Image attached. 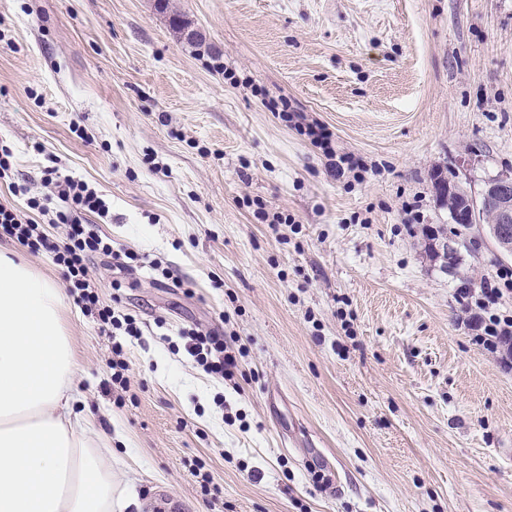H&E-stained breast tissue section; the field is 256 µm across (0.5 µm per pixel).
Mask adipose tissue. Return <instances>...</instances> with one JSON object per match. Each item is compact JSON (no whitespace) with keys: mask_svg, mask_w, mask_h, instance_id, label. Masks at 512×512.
<instances>
[{"mask_svg":"<svg viewBox=\"0 0 512 512\" xmlns=\"http://www.w3.org/2000/svg\"><path fill=\"white\" fill-rule=\"evenodd\" d=\"M63 291L0 250V512H128L86 412L64 326Z\"/></svg>","mask_w":512,"mask_h":512,"instance_id":"ef3b65f1","label":"adipose tissue"}]
</instances>
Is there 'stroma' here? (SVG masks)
<instances>
[{"instance_id": "35a3bbf8", "label": "stroma", "mask_w": 512, "mask_h": 512, "mask_svg": "<svg viewBox=\"0 0 512 512\" xmlns=\"http://www.w3.org/2000/svg\"><path fill=\"white\" fill-rule=\"evenodd\" d=\"M273 101L370 172L330 175ZM0 143L12 182L55 158L110 208L84 223L170 271L117 276L129 390L63 312L129 512H512V371L456 293L512 256L424 234L452 226L436 177L512 168V0H0ZM193 325L241 349L233 380L178 352Z\"/></svg>"}]
</instances>
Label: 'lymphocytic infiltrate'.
Returning a JSON list of instances; mask_svg holds the SVG:
<instances>
[{
    "label": "lymphocytic infiltrate",
    "mask_w": 512,
    "mask_h": 512,
    "mask_svg": "<svg viewBox=\"0 0 512 512\" xmlns=\"http://www.w3.org/2000/svg\"><path fill=\"white\" fill-rule=\"evenodd\" d=\"M45 191L30 194L27 187L12 185L14 195L24 197L25 210L0 204V235L18 242L30 253L50 254L54 263L64 270L65 287L76 303L94 313L101 333L114 339L112 344V381L128 386L130 365L125 356L122 337L139 338L142 325L137 316L101 304L88 259L94 255L110 258L114 269L124 271L140 262L139 254L113 250L108 239L82 221L87 212L107 214L108 207L96 189L83 181L63 174L57 166H46L42 177ZM61 224L63 237L52 238L44 224ZM473 316L471 324L475 341L495 355L503 367L512 368V314L502 311L498 302L512 295V269H498L495 276L483 279L480 286H461L457 290ZM184 352L203 372L219 380L233 379L238 368L236 355L229 351L223 336L198 327L182 329Z\"/></svg>",
    "instance_id": "1"
}]
</instances>
